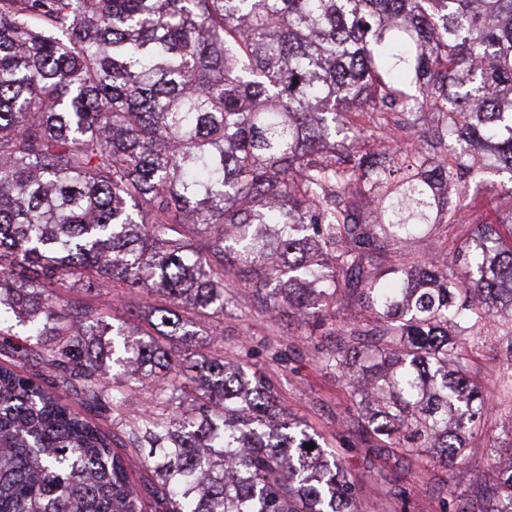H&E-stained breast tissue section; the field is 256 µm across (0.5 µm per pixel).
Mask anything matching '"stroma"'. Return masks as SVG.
<instances>
[{
  "mask_svg": "<svg viewBox=\"0 0 512 512\" xmlns=\"http://www.w3.org/2000/svg\"><path fill=\"white\" fill-rule=\"evenodd\" d=\"M219 339L204 342L203 355L223 354L247 372H258L279 395L286 411L322 434L328 451L346 471L360 512H449L447 491L468 498L492 449L512 445V393L496 384L501 357L489 351L469 354V377L490 393L494 408L467 434L465 461L444 466L430 457L403 459L377 452L360 440L359 410L349 388L323 369L318 353L327 346L295 317L266 312L247 288H232ZM69 297L100 305L108 322L128 320L147 309L140 295L115 297L73 288Z\"/></svg>",
  "mask_w": 512,
  "mask_h": 512,
  "instance_id": "1",
  "label": "stroma"
}]
</instances>
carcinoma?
Listing matches in <instances>:
<instances>
[{"instance_id": "carcinoma-1", "label": "carcinoma", "mask_w": 512, "mask_h": 512, "mask_svg": "<svg viewBox=\"0 0 512 512\" xmlns=\"http://www.w3.org/2000/svg\"><path fill=\"white\" fill-rule=\"evenodd\" d=\"M450 178L512 204V0H0V512H359L260 374L196 358L228 280L332 339L363 442L455 461L490 411L478 337L512 392V210L460 215ZM437 224L471 226L461 264L407 261ZM63 288L165 304L133 331ZM146 379L163 400L120 437ZM493 457L452 512H512ZM20 362L22 373L33 378L34 381L43 385H51L56 373L52 368L46 367L38 358L28 357ZM137 386L138 388L130 392L126 405L114 413V417L116 418L115 428L113 429L112 426V430L117 432L121 437L125 430V423L135 417L141 416L142 412L151 405L152 398L154 397L152 388H144L141 384Z\"/></svg>"}]
</instances>
